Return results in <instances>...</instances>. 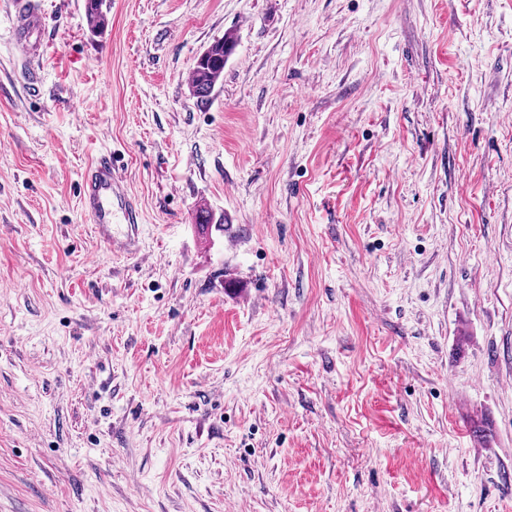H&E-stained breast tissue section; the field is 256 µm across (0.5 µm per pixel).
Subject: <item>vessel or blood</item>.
Wrapping results in <instances>:
<instances>
[{"instance_id":"obj_1","label":"vessel or blood","mask_w":512,"mask_h":512,"mask_svg":"<svg viewBox=\"0 0 512 512\" xmlns=\"http://www.w3.org/2000/svg\"><path fill=\"white\" fill-rule=\"evenodd\" d=\"M11 36L20 54L42 59L48 52L45 24L36 0H13ZM80 200L96 235L110 247L132 249L143 222L139 203L112 154H101L84 169Z\"/></svg>"}]
</instances>
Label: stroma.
<instances>
[{"label":"stroma","mask_w":512,"mask_h":512,"mask_svg":"<svg viewBox=\"0 0 512 512\" xmlns=\"http://www.w3.org/2000/svg\"><path fill=\"white\" fill-rule=\"evenodd\" d=\"M37 2L34 96L0 0V512H512V0ZM110 152L129 255L80 204ZM233 49V41L224 38L212 43L195 61L189 90L197 103L206 104L215 88L223 80L224 62Z\"/></svg>","instance_id":"stroma-1"}]
</instances>
